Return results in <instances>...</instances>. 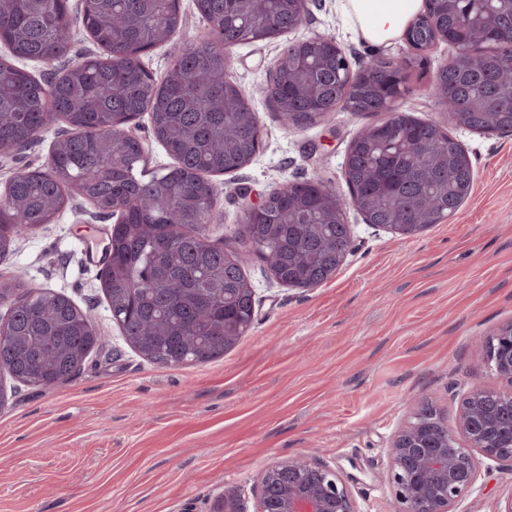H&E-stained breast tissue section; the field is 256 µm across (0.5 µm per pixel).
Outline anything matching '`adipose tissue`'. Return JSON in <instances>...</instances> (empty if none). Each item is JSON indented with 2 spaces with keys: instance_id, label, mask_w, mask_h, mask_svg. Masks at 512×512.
<instances>
[{
  "instance_id": "1",
  "label": "adipose tissue",
  "mask_w": 512,
  "mask_h": 512,
  "mask_svg": "<svg viewBox=\"0 0 512 512\" xmlns=\"http://www.w3.org/2000/svg\"><path fill=\"white\" fill-rule=\"evenodd\" d=\"M353 34L371 46L398 38L420 0H340Z\"/></svg>"
}]
</instances>
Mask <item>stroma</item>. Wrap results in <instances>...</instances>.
I'll return each mask as SVG.
<instances>
[{"mask_svg":"<svg viewBox=\"0 0 512 512\" xmlns=\"http://www.w3.org/2000/svg\"><path fill=\"white\" fill-rule=\"evenodd\" d=\"M179 7L183 26L173 42L141 58L159 79L173 48L204 29L195 0ZM316 33L333 36L354 63L410 53L401 38L379 47L356 40L339 0H316L286 37L236 46L230 77L257 116L262 145L247 167L213 176L221 221L211 225V240L238 227L243 195L256 198L315 172L346 195L345 155L373 116L338 111L292 129L264 91L284 41ZM454 54L442 42L411 68L397 108L445 121L422 88ZM450 133L475 173L453 217L402 239L347 208L352 250L312 289L279 284L265 264L248 259L254 323L223 357L203 364H158L124 341L100 280L112 223L94 217L82 198L54 223L18 237L0 261V278H22L92 309L105 342L69 382L7 380L0 512H213L224 486L254 498L270 464L312 453L354 477L360 512H390L392 492L378 476L392 436L419 402H433L451 422L470 387H497L481 374L474 343L512 321V133ZM52 141L48 132L25 152L0 155V189L19 169L44 167ZM510 495L512 467L486 460L455 512H497Z\"/></svg>","mask_w":512,"mask_h":512,"instance_id":"stroma-1","label":"stroma"}]
</instances>
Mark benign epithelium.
Returning a JSON list of instances; mask_svg holds the SVG:
<instances>
[{
    "mask_svg": "<svg viewBox=\"0 0 512 512\" xmlns=\"http://www.w3.org/2000/svg\"><path fill=\"white\" fill-rule=\"evenodd\" d=\"M484 371L509 392L474 386L461 399L456 428L460 443L431 402L420 403L412 419L392 437L382 480L391 487L393 512H454L472 492L480 459L512 463V322L478 344ZM216 512H246L244 494L226 486ZM255 512H360L336 467L316 457L288 458L261 475Z\"/></svg>",
    "mask_w": 512,
    "mask_h": 512,
    "instance_id": "7a95c632",
    "label": "benign epithelium"
}]
</instances>
